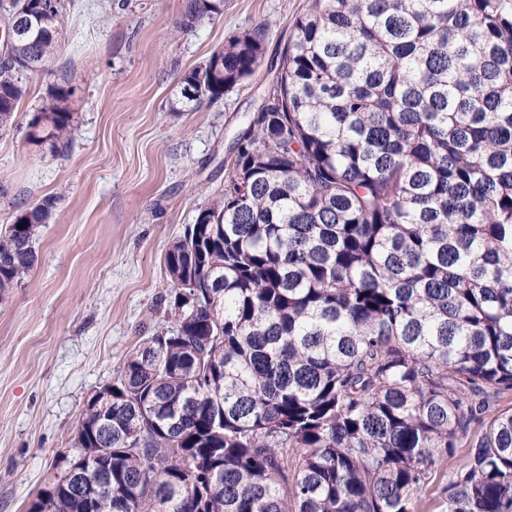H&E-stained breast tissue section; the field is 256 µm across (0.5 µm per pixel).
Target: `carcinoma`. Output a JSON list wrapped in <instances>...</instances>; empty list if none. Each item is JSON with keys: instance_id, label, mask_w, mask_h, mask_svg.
Here are the masks:
<instances>
[{"instance_id": "obj_1", "label": "carcinoma", "mask_w": 512, "mask_h": 512, "mask_svg": "<svg viewBox=\"0 0 512 512\" xmlns=\"http://www.w3.org/2000/svg\"><path fill=\"white\" fill-rule=\"evenodd\" d=\"M0 57V130L72 0ZM224 0H187L188 31ZM265 21L180 79L249 78ZM56 88L28 140H68ZM224 194L167 250L173 322L91 396L27 512H512V0H312L234 135ZM52 203L0 233V294ZM476 432L464 459L456 448Z\"/></svg>"}]
</instances>
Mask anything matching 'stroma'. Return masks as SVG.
<instances>
[{
    "mask_svg": "<svg viewBox=\"0 0 512 512\" xmlns=\"http://www.w3.org/2000/svg\"><path fill=\"white\" fill-rule=\"evenodd\" d=\"M312 0H224L180 28L186 0H74L63 52L27 74L0 131V230L51 201L29 275L0 296V512L63 472L86 400L171 320L164 256L222 194L227 144L275 75ZM269 19L260 66L221 98L185 103L179 80L233 35ZM70 89L69 141L31 145L49 91Z\"/></svg>",
    "mask_w": 512,
    "mask_h": 512,
    "instance_id": "1",
    "label": "stroma"
}]
</instances>
